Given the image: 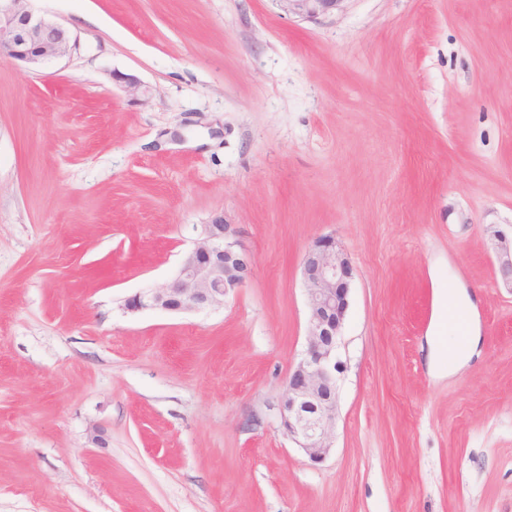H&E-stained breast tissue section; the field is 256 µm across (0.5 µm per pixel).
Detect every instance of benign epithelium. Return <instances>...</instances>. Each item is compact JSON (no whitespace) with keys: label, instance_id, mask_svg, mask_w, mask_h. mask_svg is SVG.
<instances>
[{"label":"benign epithelium","instance_id":"benign-epithelium-1","mask_svg":"<svg viewBox=\"0 0 512 512\" xmlns=\"http://www.w3.org/2000/svg\"><path fill=\"white\" fill-rule=\"evenodd\" d=\"M288 15L314 21L341 11L348 0H275ZM77 38L61 23L38 16L31 0H0V59L38 68L71 56ZM503 284L512 289V245L501 232L493 235ZM253 260L224 216L215 215L181 259L170 281L132 296L130 311L154 309L199 311L223 306L250 278ZM353 269L329 235L316 238L301 260L308 308L305 350L290 368L279 400L283 434L313 465L331 454L336 423V349L349 306Z\"/></svg>","mask_w":512,"mask_h":512}]
</instances>
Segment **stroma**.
Returning <instances> with one entry per match:
<instances>
[{"mask_svg": "<svg viewBox=\"0 0 512 512\" xmlns=\"http://www.w3.org/2000/svg\"><path fill=\"white\" fill-rule=\"evenodd\" d=\"M32 7L77 48L0 61V512H512V0ZM216 214L238 294L127 311ZM324 235L353 275L313 465L277 405ZM349 0H276L280 8L301 20L314 21L320 16L342 11ZM494 248L499 254V273L503 284L512 290V237L510 246L507 244L506 237L496 231L493 235Z\"/></svg>", "mask_w": 512, "mask_h": 512, "instance_id": "35a3bbf8", "label": "stroma"}]
</instances>
